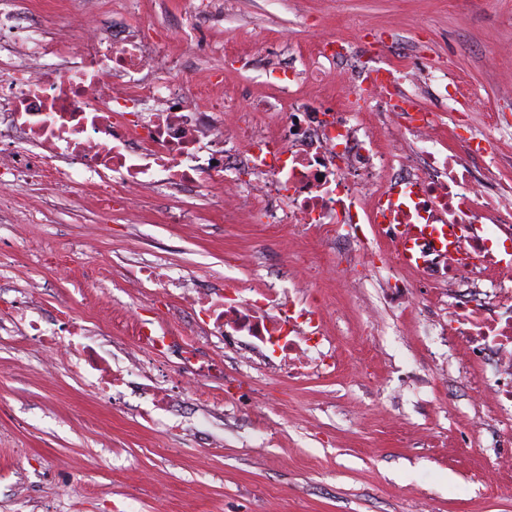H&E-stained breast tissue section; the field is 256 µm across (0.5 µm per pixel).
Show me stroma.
Returning a JSON list of instances; mask_svg holds the SVG:
<instances>
[{"label":"stroma","mask_w":512,"mask_h":512,"mask_svg":"<svg viewBox=\"0 0 512 512\" xmlns=\"http://www.w3.org/2000/svg\"><path fill=\"white\" fill-rule=\"evenodd\" d=\"M215 2L197 43L174 41L177 76L191 84L203 70H223L241 91L234 112L273 107L281 92L262 70L227 65L226 39L274 67H297L330 30L398 75L454 66L462 92L424 102L457 135L481 129L487 113L512 114L501 98L512 57L497 51L512 41V0ZM85 7L98 12L95 0ZM187 8L188 0H139L135 12L98 14L107 25L173 31ZM9 198L0 207V321L18 306L52 329L82 319L122 368L137 346L131 323L150 319L190 338L239 388L229 395L212 383L149 422L136 389L105 399L66 359L47 364L42 345L0 332V512H37L49 492L58 512H512V471L494 463L502 425L474 375L446 337L385 301L379 279L347 288L315 275L338 369L302 379L241 363L200 334L191 310L154 307L124 286L137 266L162 258L203 292L253 270L283 289L306 227L271 234L225 223L219 201L163 195L106 212L46 181L21 182ZM173 208L185 210V223H169ZM436 365L442 377L432 376Z\"/></svg>","instance_id":"obj_1"}]
</instances>
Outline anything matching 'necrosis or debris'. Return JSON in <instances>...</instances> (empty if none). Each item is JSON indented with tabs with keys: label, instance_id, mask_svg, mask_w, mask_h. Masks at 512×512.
Segmentation results:
<instances>
[{
	"label": "necrosis or debris",
	"instance_id": "4bbe7bcc",
	"mask_svg": "<svg viewBox=\"0 0 512 512\" xmlns=\"http://www.w3.org/2000/svg\"><path fill=\"white\" fill-rule=\"evenodd\" d=\"M62 26L63 38L21 28L12 0H0V45L8 47L0 52V188L52 179L77 197L94 190L107 207L116 183L139 193L162 187L199 199L220 194L225 221L248 214L272 232L285 224L312 229L284 291L251 273L209 295L181 289L159 263L132 274L135 285H154L153 303L179 296L208 335L232 338L301 378L335 373L336 356L323 348L322 307L300 271L324 244L350 238L362 224H382L391 188L405 186L410 223L454 225L462 246L445 253L421 245L422 264L412 275L382 257L373 266L387 273L390 301L412 307L426 331L447 337L449 350H464L488 409L512 424V292L501 289L512 283V177L495 166L486 181L473 174L475 159L498 160L512 122L492 114L482 130L443 149L446 132L434 112L418 92L400 90L393 71L362 60L338 81H325V62L347 54L329 34L312 49L306 72L274 73L280 83H310L316 99L282 98L286 120L277 125L260 111L231 123L225 112L236 90L220 101L202 99L208 86L223 82V71H206L190 87L174 81L179 61L166 52L167 33L149 40L137 26L108 31L76 8L66 10ZM424 288L445 297L439 312L420 305ZM22 322L49 353L66 350L77 375L94 374L103 396L140 366L132 353L128 368H112L77 319L67 321L72 340L63 347L41 318ZM214 376L199 363L191 385L153 381L142 389L153 410L164 411Z\"/></svg>",
	"mask_w": 512,
	"mask_h": 512
}]
</instances>
